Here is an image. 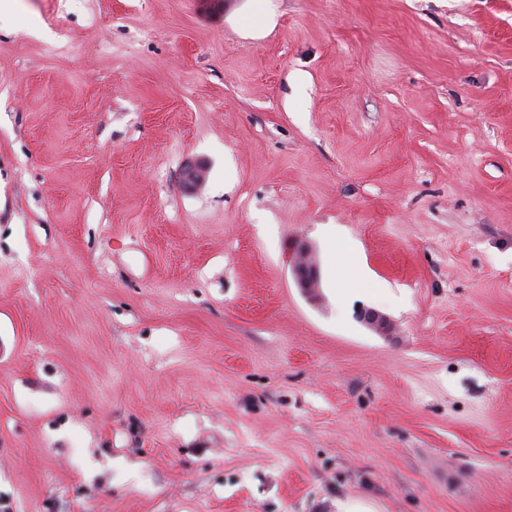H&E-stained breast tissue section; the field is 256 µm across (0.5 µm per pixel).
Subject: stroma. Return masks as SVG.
Returning <instances> with one entry per match:
<instances>
[{
    "label": "stroma",
    "instance_id": "obj_1",
    "mask_svg": "<svg viewBox=\"0 0 512 512\" xmlns=\"http://www.w3.org/2000/svg\"><path fill=\"white\" fill-rule=\"evenodd\" d=\"M272 3L0 0V512H512V0ZM247 3L245 18L254 19L246 26V31L258 33L260 30L270 27L274 23V13L269 2L272 0H244ZM207 167L197 161H188L182 168L181 183L184 190H195L206 180ZM292 274L302 294L311 302H317L319 294V274L312 252L306 246L296 250ZM357 319L381 336H389L392 326L386 316L372 308L357 310Z\"/></svg>",
    "mask_w": 512,
    "mask_h": 512
}]
</instances>
